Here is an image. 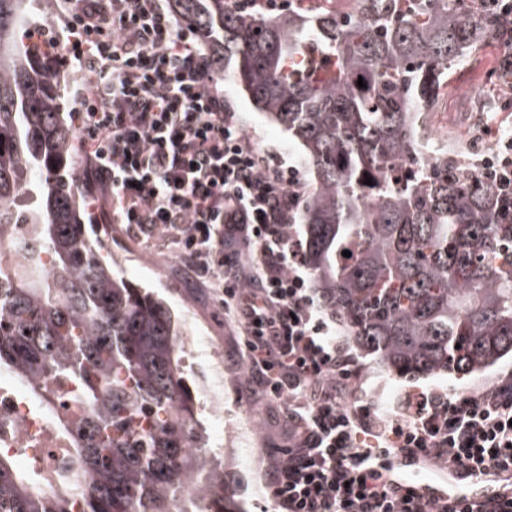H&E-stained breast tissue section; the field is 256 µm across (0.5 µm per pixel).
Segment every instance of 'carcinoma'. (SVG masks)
<instances>
[{"mask_svg": "<svg viewBox=\"0 0 512 512\" xmlns=\"http://www.w3.org/2000/svg\"><path fill=\"white\" fill-rule=\"evenodd\" d=\"M358 2L346 24L328 11L245 14L228 0L172 7L304 151L313 179L299 223L322 310L383 371L468 377L512 356V190L448 149L426 171L414 162L421 109L494 38V16L466 0ZM49 5L0 0V225H39L52 261L31 280L0 269V371L31 383L49 412L53 382L70 380L77 437L50 497L32 495L0 448V512H236L224 467L191 449L203 428L180 323L78 222L63 77L33 41ZM331 65L334 80L314 78ZM178 482L195 489L182 505Z\"/></svg>", "mask_w": 512, "mask_h": 512, "instance_id": "cac0c4a2", "label": "carcinoma"}]
</instances>
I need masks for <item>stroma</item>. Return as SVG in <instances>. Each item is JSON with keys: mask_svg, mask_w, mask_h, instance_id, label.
<instances>
[{"mask_svg": "<svg viewBox=\"0 0 512 512\" xmlns=\"http://www.w3.org/2000/svg\"><path fill=\"white\" fill-rule=\"evenodd\" d=\"M504 52L498 43H490L480 54L467 58L456 66L444 89L441 109L448 116V130L461 146L499 145L506 128H512V107L494 109L496 122L489 131L468 121V102L476 97L507 95L512 99V88L504 89L503 81L495 73V66ZM224 103L231 108L245 132L260 153L284 166L299 169L302 183H309L310 175L298 145L288 138L281 127L268 122L261 113L239 95L232 78L224 80ZM74 180L82 193L81 221L92 234L111 241L113 256H127V264L119 265V272L132 284L148 288L162 297L179 316L183 328H190L192 320L204 321L224 351V380L232 386L228 403L236 405L250 419L257 430L259 441L252 451L250 465H225L224 480L239 503L242 512H273L274 506L263 489V475L271 457L270 451L282 444L281 423L285 405L250 394L247 372L238 355L239 330L224 314L210 283L198 279L174 251L167 234L160 233L151 241H142L129 234L124 225L97 222L93 208L98 187L85 173L84 149H76L70 161ZM357 376L346 392V401L371 402L381 417L406 410V401L419 393L437 391L457 396L471 395L499 381L512 377V360L472 377L458 379L445 374L426 379L410 380L378 371L367 358L356 356Z\"/></svg>", "mask_w": 512, "mask_h": 512, "instance_id": "1", "label": "stroma"}]
</instances>
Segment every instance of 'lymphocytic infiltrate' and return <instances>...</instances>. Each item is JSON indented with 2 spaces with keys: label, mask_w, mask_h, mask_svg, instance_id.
<instances>
[{
  "label": "lymphocytic infiltrate",
  "mask_w": 512,
  "mask_h": 512,
  "mask_svg": "<svg viewBox=\"0 0 512 512\" xmlns=\"http://www.w3.org/2000/svg\"><path fill=\"white\" fill-rule=\"evenodd\" d=\"M63 14L77 64L94 75L77 95L75 135L112 222L144 238L168 233L200 278L217 279L249 381L290 407L265 478L280 512H448L400 494L376 467L392 456L512 471V379L472 397H419L389 421L344 402L355 363L315 304L289 230L299 171L255 149L168 0H64Z\"/></svg>",
  "instance_id": "f902f5d3"
}]
</instances>
